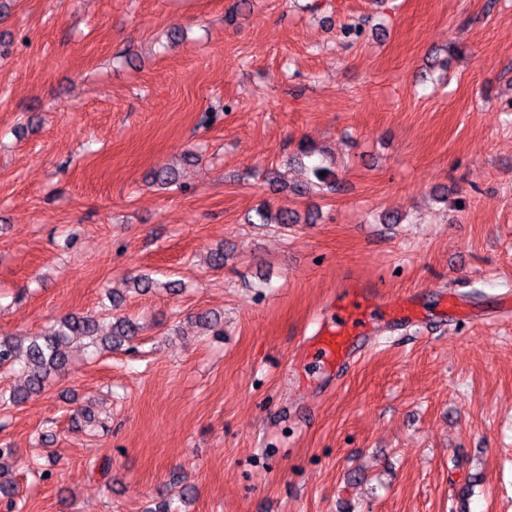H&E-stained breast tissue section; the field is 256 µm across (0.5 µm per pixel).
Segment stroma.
<instances>
[{
  "label": "stroma",
  "instance_id": "obj_1",
  "mask_svg": "<svg viewBox=\"0 0 512 512\" xmlns=\"http://www.w3.org/2000/svg\"><path fill=\"white\" fill-rule=\"evenodd\" d=\"M141 272L0 406L14 512H512V0H0V339ZM344 307L336 309V319L331 322H320L312 336L309 347L314 348L311 362L314 373H325L336 368L341 362L355 357L353 340L356 333L351 334L346 328L347 321L342 313ZM139 329L138 323L130 318H116V321L112 323V336L110 337V345L107 348L112 350V347L118 348L122 346V343L130 341L137 336Z\"/></svg>",
  "mask_w": 512,
  "mask_h": 512
}]
</instances>
